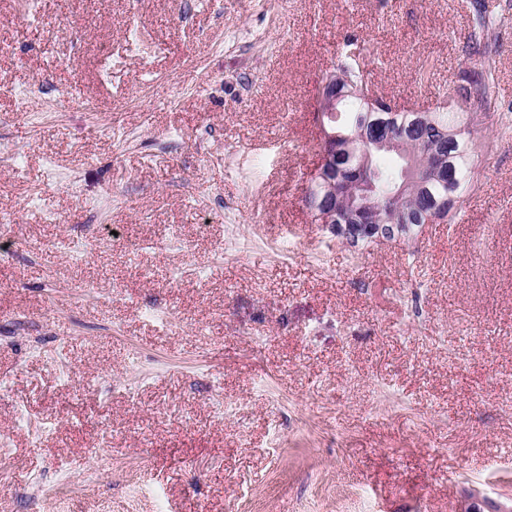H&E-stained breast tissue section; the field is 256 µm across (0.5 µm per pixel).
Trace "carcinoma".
<instances>
[{
	"label": "carcinoma",
	"instance_id": "cac0c4a2",
	"mask_svg": "<svg viewBox=\"0 0 512 512\" xmlns=\"http://www.w3.org/2000/svg\"><path fill=\"white\" fill-rule=\"evenodd\" d=\"M504 24L487 10H479L467 48L475 54L487 55L484 32L491 26ZM373 59L354 35L345 37L340 49L336 70V85L345 92L341 111L331 122L336 133L351 137L345 158L336 159L321 167L310 178L305 195L308 210L320 212V199L336 200V233L334 236L351 246L378 242L377 234L357 230L349 207L352 182L358 177L364 157L371 167L363 171L378 187H389L401 180V168H387L379 160L380 150L371 139L373 133L392 135L402 142L397 153L401 164L411 163L423 171L421 181L400 197H382L366 217L376 227L389 225L386 241L409 240L426 224L428 216L438 212L448 224L456 222L466 196L481 186L483 168L475 150L473 137L477 112L471 108V89H476L479 108L485 113L497 112L501 105L496 91L495 74L487 64L471 74L469 86L456 90L462 107L437 105L424 110H405L383 95L372 81Z\"/></svg>",
	"mask_w": 512,
	"mask_h": 512
}]
</instances>
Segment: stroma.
<instances>
[{
    "label": "stroma",
    "instance_id": "1",
    "mask_svg": "<svg viewBox=\"0 0 512 512\" xmlns=\"http://www.w3.org/2000/svg\"><path fill=\"white\" fill-rule=\"evenodd\" d=\"M482 5L512 104V0H0V512L512 508L498 113L417 241L302 201L345 34L428 107L481 68ZM504 18H497L493 14L488 13L486 7L483 10H479L476 19L473 33L470 35V39L466 48L470 53L482 54L483 57L487 56L488 45L483 41L484 32L492 27L493 25H503Z\"/></svg>",
    "mask_w": 512,
    "mask_h": 512
}]
</instances>
